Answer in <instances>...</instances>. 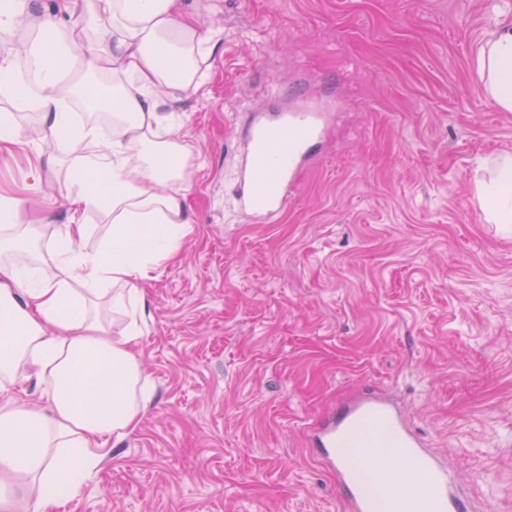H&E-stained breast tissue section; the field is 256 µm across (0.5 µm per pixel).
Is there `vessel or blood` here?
Returning a JSON list of instances; mask_svg holds the SVG:
<instances>
[{"label": "vessel or blood", "mask_w": 512, "mask_h": 512, "mask_svg": "<svg viewBox=\"0 0 512 512\" xmlns=\"http://www.w3.org/2000/svg\"><path fill=\"white\" fill-rule=\"evenodd\" d=\"M320 106L312 101L291 109L258 115L244 132L245 175L239 197L241 207L270 220L287 206L311 155V144L322 137ZM377 425L384 444L394 448L400 464L379 469L378 474L394 508L404 506L417 491L405 474L414 469L425 475L432 512H466L460 485L448 468L424 448L409 428L400 406L391 398L363 392L345 402L336 416L309 430V442L317 448L337 488L343 492L349 512H374L373 499L361 474L369 470L367 457L344 459L342 448L357 437L366 424Z\"/></svg>", "instance_id": "1"}]
</instances>
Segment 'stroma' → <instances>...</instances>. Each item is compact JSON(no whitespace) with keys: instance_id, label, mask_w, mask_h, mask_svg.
Masks as SVG:
<instances>
[{"instance_id":"35a3bbf8","label":"stroma","mask_w":512,"mask_h":512,"mask_svg":"<svg viewBox=\"0 0 512 512\" xmlns=\"http://www.w3.org/2000/svg\"><path fill=\"white\" fill-rule=\"evenodd\" d=\"M218 40L197 89L157 93L193 146L187 233L143 281L136 430L45 512H347L306 429L363 387L472 489L512 512V233L486 223L481 161L512 112L473 67L512 0H182ZM331 104L316 159L272 223L240 207L257 109ZM18 139L0 197L49 254L69 218L42 196L76 155L0 92Z\"/></svg>"}]
</instances>
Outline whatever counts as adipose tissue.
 <instances>
[{"label":"adipose tissue","mask_w":512,"mask_h":512,"mask_svg":"<svg viewBox=\"0 0 512 512\" xmlns=\"http://www.w3.org/2000/svg\"><path fill=\"white\" fill-rule=\"evenodd\" d=\"M105 15L108 34L100 30ZM25 22L36 52L0 58V87L16 92L18 77L37 61L46 132L80 162L62 188L69 222L49 261H16L29 239L22 226L0 233V394L31 369L50 382L49 412L0 403V481L11 484L0 493V512H19L26 496L33 512H43L54 489L107 456L102 441L122 439L141 421L151 389L134 350L140 332L131 325L112 336L89 303L106 297L116 308L143 306L141 282L180 250L186 196L164 187L184 183L192 147L151 140L165 121L153 91L199 87L207 74L198 59L211 41L179 0H59L52 13L40 11L39 0H0V31ZM474 66L484 93L512 112V21L485 32ZM108 69L134 80L136 90L100 87L96 77ZM68 99L111 113L112 130L75 123L63 106ZM491 165L475 196L487 223L511 228L512 155ZM90 211L112 224L94 253L80 247Z\"/></svg>","instance_id":"obj_1"}]
</instances>
